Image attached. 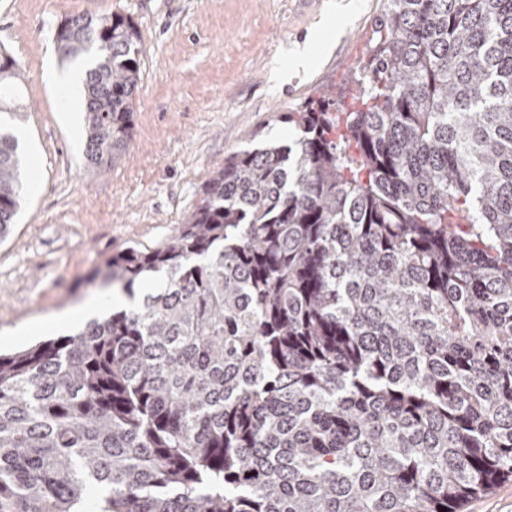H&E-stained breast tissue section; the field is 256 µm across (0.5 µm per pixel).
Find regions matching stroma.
<instances>
[{
  "instance_id": "obj_1",
  "label": "stroma",
  "mask_w": 512,
  "mask_h": 512,
  "mask_svg": "<svg viewBox=\"0 0 512 512\" xmlns=\"http://www.w3.org/2000/svg\"><path fill=\"white\" fill-rule=\"evenodd\" d=\"M337 0H0V44L25 81L18 103L40 187L25 194L0 242V351L68 336L51 318L102 294L92 276L128 248L165 246L201 199L215 163L263 141H288L281 114L321 91L351 109L385 0H355L356 19L332 50L288 83L275 69L317 30ZM119 13L143 45L131 140L111 169L84 174L85 114L66 113L46 80L73 70L55 31L68 16Z\"/></svg>"
}]
</instances>
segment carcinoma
I'll use <instances>...</instances> for the list:
<instances>
[{
	"instance_id": "cac0c4a2",
	"label": "carcinoma",
	"mask_w": 512,
	"mask_h": 512,
	"mask_svg": "<svg viewBox=\"0 0 512 512\" xmlns=\"http://www.w3.org/2000/svg\"><path fill=\"white\" fill-rule=\"evenodd\" d=\"M90 54L85 173L131 139L141 35ZM351 112L217 164L133 305L0 354V512H462L512 478V0H387ZM24 81L0 45V126ZM24 159L0 132V241Z\"/></svg>"
}]
</instances>
